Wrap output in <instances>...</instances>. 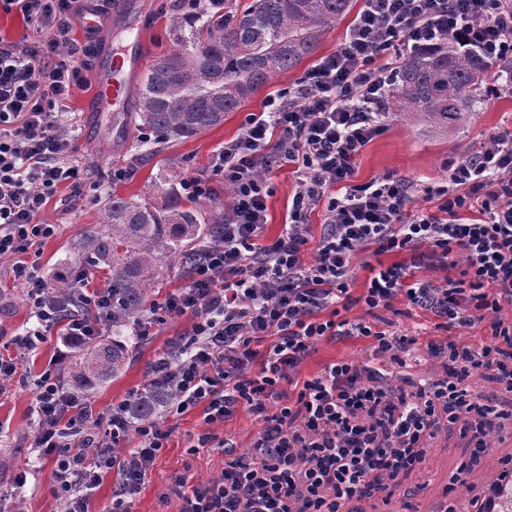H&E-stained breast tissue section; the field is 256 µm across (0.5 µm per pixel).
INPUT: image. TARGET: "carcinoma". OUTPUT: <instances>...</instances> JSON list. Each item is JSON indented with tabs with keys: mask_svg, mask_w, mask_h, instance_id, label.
<instances>
[{
	"mask_svg": "<svg viewBox=\"0 0 512 512\" xmlns=\"http://www.w3.org/2000/svg\"><path fill=\"white\" fill-rule=\"evenodd\" d=\"M354 0H224V12L207 13L191 24L171 17L173 49L148 68L136 91L138 127L151 149L195 138L276 75L313 54L323 33L350 14ZM492 64L472 51L439 42L400 61L394 86L383 104L414 126L446 130L460 125L486 102ZM168 204L157 209L119 195L103 209L102 221L79 234L72 250L110 272L112 329L120 331L147 311L148 286L167 259L188 269L201 255L197 243L224 235V212L207 208L173 187ZM81 284L61 279L52 291L59 316L85 315ZM74 353L59 369L85 396L118 376L129 359L120 337L73 342ZM168 393L149 389L131 405L130 415L152 421L164 412Z\"/></svg>",
	"mask_w": 512,
	"mask_h": 512,
	"instance_id": "obj_1",
	"label": "carcinoma"
}]
</instances>
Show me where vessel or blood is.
Returning a JSON list of instances; mask_svg holds the SVG:
<instances>
[{"instance_id": "b4317fda", "label": "vessel or blood", "mask_w": 512, "mask_h": 512, "mask_svg": "<svg viewBox=\"0 0 512 512\" xmlns=\"http://www.w3.org/2000/svg\"><path fill=\"white\" fill-rule=\"evenodd\" d=\"M140 63L139 48L118 53L111 47H102L93 72L96 92L90 102V111H122L128 99L129 77L139 70Z\"/></svg>"}]
</instances>
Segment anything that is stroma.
<instances>
[{
	"label": "stroma",
	"mask_w": 512,
	"mask_h": 512,
	"mask_svg": "<svg viewBox=\"0 0 512 512\" xmlns=\"http://www.w3.org/2000/svg\"><path fill=\"white\" fill-rule=\"evenodd\" d=\"M109 9L115 15L113 48L142 40L141 64L145 67L168 53L170 18L179 11L176 0H112ZM352 23V17L348 16L326 31L315 57L333 52ZM315 57L306 58L295 70L272 78L237 111L229 113L223 124L196 138L170 143L156 155L138 149L143 133L129 112H105L98 118H90L86 107L94 90L76 88L64 116V126L74 136L76 157L81 165L87 166L88 173L77 184L63 186L43 210L41 222L56 225L57 232L53 238L30 248L23 254V261L37 265L48 282L86 271L83 259L72 253L71 242L83 229L100 223L103 206L112 195L162 206L164 190L148 189L158 172L167 173L176 184L189 175L209 172L213 152L239 135L247 116L259 112L267 97L294 87L313 65ZM116 123L123 125L125 131V145L118 149L113 148L110 138ZM509 126L512 127V93L508 91L491 93L481 111L473 113L461 126L443 132L423 131L400 118L387 116L383 132L363 151L354 181L362 184L390 173L421 187L440 182L448 175L446 160L478 149L490 133ZM270 186L268 222L263 231L267 239L276 237L288 219L295 190L292 168L275 171ZM14 265V259H0V303L10 308L8 315L0 317V354L15 357L19 363L17 373L0 384V459L9 462L7 468L0 470V512H58L52 462L31 470L26 464L35 455L31 446L36 425L32 406L37 383L45 371L54 367L59 338L50 334L46 342L29 353L16 347L15 336L36 328L37 321L30 313L24 284L14 276ZM189 324L185 316L167 317L154 328L152 336L133 345V354L122 372L89 399L87 408L92 416L108 412L112 404L130 393L145 392L150 385L151 363L188 332ZM428 340V335H420L421 352L405 365L390 368L388 380L392 386L407 388L424 379L444 378L443 362L423 350ZM370 356L368 339L324 340L317 344L302 373L314 375L325 364L341 359L361 365ZM469 422L466 416L453 423L441 420L436 434L426 442L423 473L405 475L401 492L389 501L371 498L349 502L350 512H445L457 500L465 501L480 494L496 480L501 459L512 456V417L500 421L492 438V453L475 461L470 458L468 438L464 434ZM164 423L171 437L134 498L131 512H183L194 487L218 480L228 457L248 452L261 428L260 421L249 412L239 411L217 428L219 434L233 443L230 451L224 453L199 446L198 438L206 430L201 409L167 417ZM463 464L469 468L467 485L460 493H450L452 475Z\"/></svg>",
	"instance_id": "stroma-1"
}]
</instances>
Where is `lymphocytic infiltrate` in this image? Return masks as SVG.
Wrapping results in <instances>:
<instances>
[{
    "mask_svg": "<svg viewBox=\"0 0 512 512\" xmlns=\"http://www.w3.org/2000/svg\"><path fill=\"white\" fill-rule=\"evenodd\" d=\"M42 33L27 45L0 39V258L51 238L56 227L39 216L60 185L79 173L75 140L59 114L85 85L78 63L95 40L72 39L75 21L103 6L85 0H0ZM454 41L493 64L512 65V6L506 0H364L336 50L305 72L296 88L268 97L249 114L238 137L215 152L210 175H192L183 191L205 199L215 179L233 190L224 209V236L209 243L187 283L162 314L135 320L131 333L148 335L162 315L191 318L186 337L150 367L154 383L173 401L167 410L202 408L203 444L229 445L216 426L238 410L262 423L247 455L232 459L219 482L193 491L184 512H343L347 502L389 497L401 473L419 470L424 439L438 412L449 420L474 416L473 458L492 451L501 413L491 397L465 379L495 368L512 391V128L491 133L482 149L448 164L445 183L425 187L433 212L410 213L413 187L387 174L354 183L358 159L381 133L382 104L393 76L377 61L403 50ZM295 169L288 222L262 240L270 174ZM320 212L322 232L313 259L308 217ZM378 258L360 295H353L354 259ZM397 255L382 264L381 256ZM39 325L16 341L32 350L54 325L64 336L98 335L97 320L112 309V292L84 294L97 319L58 322L38 267L18 266ZM432 315L446 332L427 351L448 377L415 391L384 383V366L405 364L416 337L373 329L368 315L392 309L398 297ZM364 318L346 319L354 306ZM484 327L481 343L462 335ZM370 340L373 365L326 364L311 377L300 368L323 339ZM77 396L45 372L35 398L33 446L54 466L61 512H89V493L107 475L117 486L107 512H130L170 437L159 422L132 420L130 400L95 421L94 433L76 416ZM84 434V450L69 436Z\"/></svg>",
    "mask_w": 512,
    "mask_h": 512,
    "instance_id": "1",
    "label": "lymphocytic infiltrate"
}]
</instances>
